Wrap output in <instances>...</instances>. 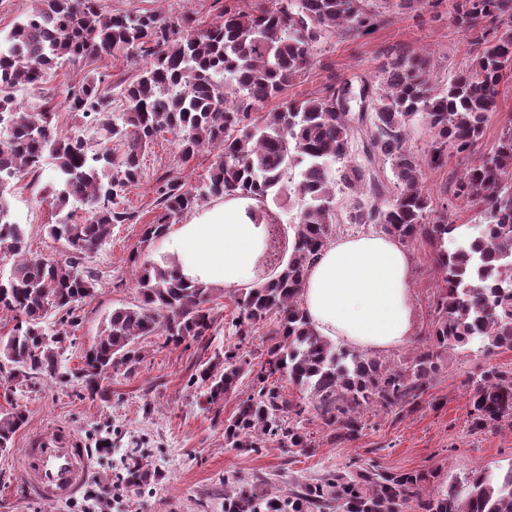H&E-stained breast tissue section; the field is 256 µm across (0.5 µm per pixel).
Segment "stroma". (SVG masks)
Here are the masks:
<instances>
[{
    "label": "stroma",
    "instance_id": "1",
    "mask_svg": "<svg viewBox=\"0 0 512 512\" xmlns=\"http://www.w3.org/2000/svg\"><path fill=\"white\" fill-rule=\"evenodd\" d=\"M116 12L164 10L175 14L190 11L200 25L217 19L213 0H105ZM382 21L367 33L327 39L314 52V60L288 94L301 97L317 92L332 82H376L379 68L389 51L406 48L427 50L433 55V74L439 79L468 63L474 32L457 28L448 18L446 0L430 4L418 0L401 10L391 0L381 7ZM216 153L200 150L182 160L173 142L161 139L142 156V180L121 200L123 207L136 210V224H116L110 239L88 260L97 280V292L86 301L77 327L64 352L68 367L81 364L84 351L96 339L102 323L113 308L135 298L133 251L158 256L162 244L143 247L144 224L156 215V178L163 172L183 177L194 185L207 177ZM471 162L458 155L446 166L426 169L425 188L437 207L448 210L456 224L474 223L476 213L452 198L447 187L457 172ZM55 172L44 167L38 175L13 180L8 205L18 223L26 228L27 247L37 254H60L61 243L46 231L55 221V209L46 198V189ZM412 257V288L415 331L413 344L420 343L433 319L431 302L437 283V262L431 248L417 241L407 245ZM145 359L130 374H111L106 386L108 401L88 395L76 384H59L41 377L23 396H14L7 381L0 380V412L11 404L22 406L27 423L14 437L12 451L0 454V512H76L73 503L49 504L28 499L13 468L14 460L27 448L30 439L69 429L87 448L93 449L91 470L85 491L107 494L108 512H224V480L240 477L247 481L262 478L289 490L297 483L351 462L371 463L384 469L438 470L443 481L461 482L469 474L505 469L512 465V430L497 427L472 430L467 407V381L485 364L512 367V350L487 357L478 344L448 353L443 369L434 382L429 403L400 420L380 410L369 409L362 437L348 445L330 443L319 422L308 429L314 440L311 449L270 444L256 452H241L224 442V420L235 407V399L225 400L223 408H205L199 390L189 387L201 351L194 344L167 347L162 337L142 340ZM107 442L110 452L96 453L99 442ZM139 449L149 476L140 488L126 486L119 479L127 449Z\"/></svg>",
    "mask_w": 512,
    "mask_h": 512
}]
</instances>
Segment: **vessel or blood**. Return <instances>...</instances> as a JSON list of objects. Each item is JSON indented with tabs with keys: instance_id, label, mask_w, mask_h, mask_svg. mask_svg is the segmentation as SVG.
<instances>
[{
	"instance_id": "vessel-or-blood-1",
	"label": "vessel or blood",
	"mask_w": 512,
	"mask_h": 512,
	"mask_svg": "<svg viewBox=\"0 0 512 512\" xmlns=\"http://www.w3.org/2000/svg\"><path fill=\"white\" fill-rule=\"evenodd\" d=\"M90 464V451L79 439L54 434L25 450L18 471L31 498L65 503L83 487Z\"/></svg>"
}]
</instances>
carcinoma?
Returning <instances> with one entry per match:
<instances>
[{"instance_id": "1", "label": "carcinoma", "mask_w": 512, "mask_h": 512, "mask_svg": "<svg viewBox=\"0 0 512 512\" xmlns=\"http://www.w3.org/2000/svg\"><path fill=\"white\" fill-rule=\"evenodd\" d=\"M35 8L0 38V255L13 257L0 274V311L15 324L0 337V372L20 393L41 375L78 383L107 399L112 370L129 374L144 361L139 341L211 345L222 290L193 283L166 255L139 262L136 301L112 309L81 366L62 364L64 343L78 311L96 290L86 258L112 235L115 224H135L113 199L139 186L141 156L172 134L185 160L213 148L217 156L197 186L165 173L158 179L159 212L144 226L142 243L165 238L171 225L207 201L251 199L256 224L276 216L269 200L290 190L302 202L289 226L284 256L260 263L250 286L229 293L233 349L198 365L189 382L207 406L251 393L224 419L230 448L253 451L276 442L312 447L307 425L320 420L336 444L357 441L364 411L379 408L398 419L419 409L441 371L443 355L478 342L489 357L512 350V128L456 180L454 198L479 209V224H452L434 211L424 168L472 151L489 116L499 111V86L512 74V0H448L449 18L477 33V53L448 80L433 81L425 52L387 55L377 83L354 89L342 82L319 93L285 92L313 62L326 36L366 33L380 21L372 0H224L220 20L207 27L188 12H112L103 0H34ZM103 56L148 62L131 82L119 83L125 111L114 115L112 92L91 66ZM66 64L87 68L65 85L56 104L37 112L21 107L20 88L41 87ZM358 99L360 113L351 112ZM278 105L267 109L272 100ZM80 116L84 129L65 134L56 108ZM426 128L427 148L408 145L413 127ZM92 137H87L85 132ZM390 164L389 188L379 165ZM51 165L49 196L57 211L46 231L63 243L59 256H32L26 230L1 200L21 175ZM346 195L336 206V194ZM84 207L81 221L69 207ZM372 226L402 244L421 240L436 252L441 282L435 319L424 342L403 361L338 346L318 336L302 309L308 269L341 226ZM265 327L266 346L242 349ZM285 379L302 397L290 400L271 379ZM471 427L512 422V369L487 365L469 380ZM26 424L20 405L0 412V452L12 448ZM147 471L130 458L124 482L141 485ZM437 472L336 469L287 493L240 478L224 480V512H512V466L480 471L460 484L435 485Z\"/></svg>"}]
</instances>
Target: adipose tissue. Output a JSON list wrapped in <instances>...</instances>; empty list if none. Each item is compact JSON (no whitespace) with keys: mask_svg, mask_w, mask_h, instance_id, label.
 Wrapping results in <instances>:
<instances>
[{"mask_svg":"<svg viewBox=\"0 0 512 512\" xmlns=\"http://www.w3.org/2000/svg\"><path fill=\"white\" fill-rule=\"evenodd\" d=\"M247 199L206 208L172 225L166 253L183 277L227 288L249 284L266 247V228L253 223ZM412 260L386 235L341 236L307 273L302 307L315 332L368 353L406 346L414 334Z\"/></svg>","mask_w":512,"mask_h":512,"instance_id":"obj_1","label":"adipose tissue"}]
</instances>
